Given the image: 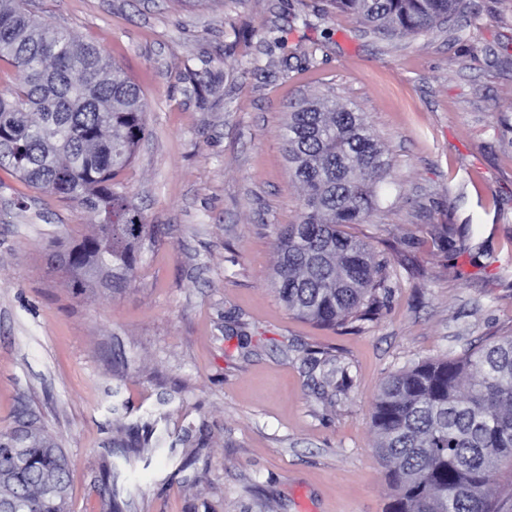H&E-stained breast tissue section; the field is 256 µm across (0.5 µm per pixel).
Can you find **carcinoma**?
<instances>
[{
	"label": "carcinoma",
	"mask_w": 512,
	"mask_h": 512,
	"mask_svg": "<svg viewBox=\"0 0 512 512\" xmlns=\"http://www.w3.org/2000/svg\"><path fill=\"white\" fill-rule=\"evenodd\" d=\"M380 36L422 34L452 21L465 0H330ZM0 167L27 185L81 205L95 231L62 249L76 291L125 290L150 229L116 178L149 135L150 106L123 69L90 44L37 18L30 0H0ZM283 140L303 191L298 223L276 238L273 284L286 308L336 327L373 310L380 265L346 234L379 205L374 178L385 152L365 115L325 99L289 113ZM30 447L0 435V505L10 512H67L68 462L35 427ZM375 453L393 491L386 512H505L489 495L512 475V336L457 359H429L394 373L373 402Z\"/></svg>",
	"instance_id": "cac0c4a2"
}]
</instances>
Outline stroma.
Segmentation results:
<instances>
[{
    "instance_id": "35a3bbf8",
    "label": "stroma",
    "mask_w": 512,
    "mask_h": 512,
    "mask_svg": "<svg viewBox=\"0 0 512 512\" xmlns=\"http://www.w3.org/2000/svg\"><path fill=\"white\" fill-rule=\"evenodd\" d=\"M32 9L147 98L119 179L155 233L124 292L73 294L49 255L92 216L0 169V432L25 411L63 449L70 512H386L380 384L512 335V0L393 38L328 0ZM273 28L284 47L251 71ZM314 97L365 113L389 163L379 208L345 228L383 265L379 310L335 329L272 285L302 204L282 129Z\"/></svg>"
}]
</instances>
